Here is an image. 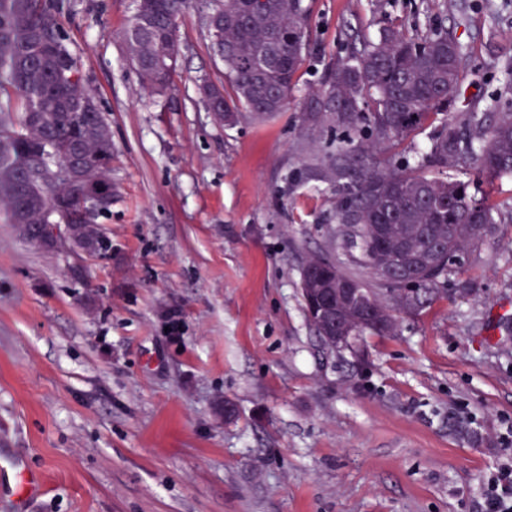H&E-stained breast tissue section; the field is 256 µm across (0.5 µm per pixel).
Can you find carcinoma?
<instances>
[{"mask_svg": "<svg viewBox=\"0 0 512 512\" xmlns=\"http://www.w3.org/2000/svg\"><path fill=\"white\" fill-rule=\"evenodd\" d=\"M124 32L133 67L144 86L164 90L178 55L177 20L187 0H141ZM59 0H0V210L7 223L54 221L62 205L79 207L112 189V137L99 120L95 93L81 73L60 22ZM210 49L224 56L219 111L265 120L283 111L292 78L308 46L302 0H220L211 12ZM468 53L452 28L414 22L384 27L376 38L356 36L349 56L328 74L324 87L303 105L304 122L344 130L346 139L325 166L336 185V245L306 262L333 287L372 292L362 272H375L374 227L388 225L387 256L409 269L418 295L407 313L420 314L469 253L512 223L476 196L470 183L430 175L407 159L378 163L433 115L448 112L459 93ZM19 124L20 130L13 129ZM71 158L84 170L80 187L49 183L51 167ZM427 167H474L488 179L512 174V113L472 109L443 120L431 138ZM448 240L441 266L424 276L411 269L432 236Z\"/></svg>", "mask_w": 512, "mask_h": 512, "instance_id": "obj_1", "label": "carcinoma"}]
</instances>
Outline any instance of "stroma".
Here are the masks:
<instances>
[{"instance_id":"1","label":"stroma","mask_w":512,"mask_h":512,"mask_svg":"<svg viewBox=\"0 0 512 512\" xmlns=\"http://www.w3.org/2000/svg\"><path fill=\"white\" fill-rule=\"evenodd\" d=\"M460 4L302 0L310 48L287 107L228 125L200 91L224 79L214 0L179 17L161 93L122 42L134 0H63L112 130V260L84 257L74 278L0 220V512H482L512 425V223L396 334L366 336L363 363L322 348L300 294L336 228L321 169L342 137L308 129L302 103L351 31L449 26ZM479 4L457 30L475 60L453 118L512 112V0ZM446 174L512 209V174Z\"/></svg>"}]
</instances>
